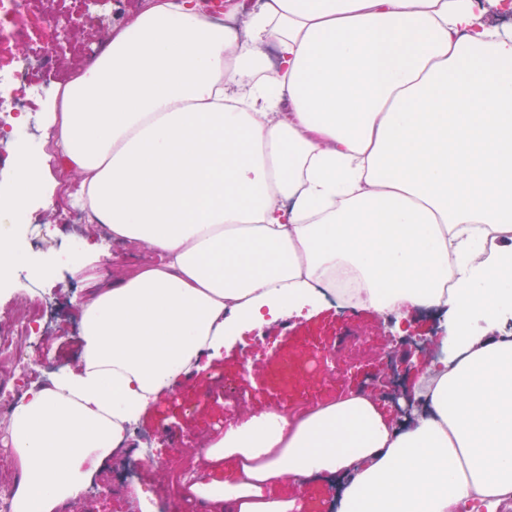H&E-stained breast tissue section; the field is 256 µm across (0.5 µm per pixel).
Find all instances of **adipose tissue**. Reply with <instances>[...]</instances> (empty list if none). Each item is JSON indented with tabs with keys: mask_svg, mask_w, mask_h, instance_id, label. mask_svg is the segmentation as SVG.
I'll list each match as a JSON object with an SVG mask.
<instances>
[{
	"mask_svg": "<svg viewBox=\"0 0 512 512\" xmlns=\"http://www.w3.org/2000/svg\"><path fill=\"white\" fill-rule=\"evenodd\" d=\"M48 120L70 205L150 258L93 283L80 365L14 411L16 512L76 501L204 350L339 270L363 280L361 307L443 309L426 413L398 427L355 394L251 413L205 452L224 464L211 512H291L268 489L322 474L334 512L512 500V36L472 0H263L242 29L199 0H151L58 86ZM45 172L16 159L1 270L7 220ZM487 236L501 245L484 258Z\"/></svg>",
	"mask_w": 512,
	"mask_h": 512,
	"instance_id": "1",
	"label": "adipose tissue"
}]
</instances>
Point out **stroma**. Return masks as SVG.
<instances>
[{"instance_id":"1","label":"stroma","mask_w":512,"mask_h":512,"mask_svg":"<svg viewBox=\"0 0 512 512\" xmlns=\"http://www.w3.org/2000/svg\"><path fill=\"white\" fill-rule=\"evenodd\" d=\"M89 12L93 20L84 33L60 34L68 61L100 52L95 18L110 9L98 0ZM77 233L95 249L85 266L67 263L45 283L57 299L58 314L52 331L28 351L34 364L24 379L28 387L39 384L36 366L43 360L64 368L78 366L83 344L74 328L81 322L80 304L91 276L111 282L114 275L147 257L146 252L112 242L103 229L83 225ZM409 330L429 339L439 335L435 312L413 308L406 318L386 319L367 310L344 314L330 307L309 317L294 312L272 325L225 339L221 349L201 355V371L184 375L172 395L161 398L133 424L134 445L108 460L98 478L105 495L81 501L72 512H128L131 496L122 474L139 458L143 437L153 440V460L142 464L139 483L151 494L153 512H194L195 502L177 495L174 477L193 465L205 444L239 423L242 412L283 406L294 412L335 399L339 392L356 387L364 375L382 372L390 361L404 371L401 387L421 393L426 356L404 345L402 338ZM285 494L294 503L292 512H332L336 482L329 477L306 479Z\"/></svg>"}]
</instances>
